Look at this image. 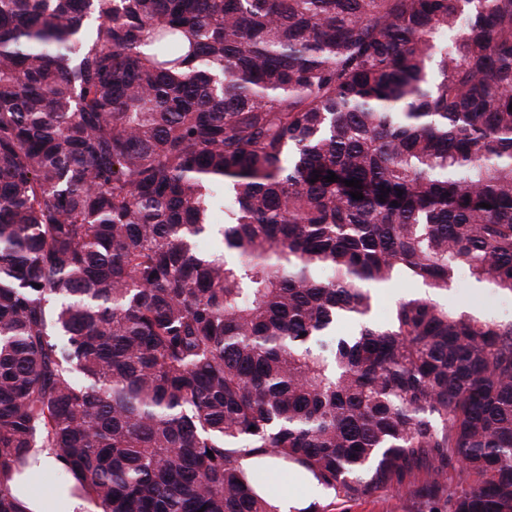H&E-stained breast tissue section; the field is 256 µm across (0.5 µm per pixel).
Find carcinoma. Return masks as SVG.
I'll return each mask as SVG.
<instances>
[{"mask_svg": "<svg viewBox=\"0 0 512 512\" xmlns=\"http://www.w3.org/2000/svg\"><path fill=\"white\" fill-rule=\"evenodd\" d=\"M511 105L512 0H0V512L37 448L100 512H274L244 456L512 512V319L441 301L512 293ZM442 301L459 311L512 318V294L492 288H477L466 273L458 276L456 285ZM418 291V285L405 280L397 281L389 288H385L379 295L378 302L374 309L373 320L377 323L386 322L394 300L415 294Z\"/></svg>", "mask_w": 512, "mask_h": 512, "instance_id": "carcinoma-1", "label": "carcinoma"}]
</instances>
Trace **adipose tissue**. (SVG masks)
Returning <instances> with one entry per match:
<instances>
[{
  "mask_svg": "<svg viewBox=\"0 0 512 512\" xmlns=\"http://www.w3.org/2000/svg\"><path fill=\"white\" fill-rule=\"evenodd\" d=\"M39 458L37 468L26 470L11 483L13 492L22 503L25 512H88V502L71 497L66 489L40 491L36 478L38 470L61 467L62 461L49 450L40 453Z\"/></svg>",
  "mask_w": 512,
  "mask_h": 512,
  "instance_id": "obj_1",
  "label": "adipose tissue"
}]
</instances>
